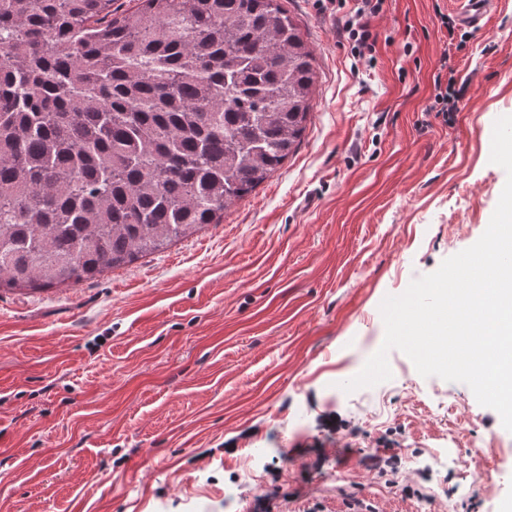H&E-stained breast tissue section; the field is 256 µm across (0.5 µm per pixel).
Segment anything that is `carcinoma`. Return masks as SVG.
<instances>
[{
  "label": "carcinoma",
  "instance_id": "cac0c4a2",
  "mask_svg": "<svg viewBox=\"0 0 512 512\" xmlns=\"http://www.w3.org/2000/svg\"><path fill=\"white\" fill-rule=\"evenodd\" d=\"M280 0H0V285H77L264 182L312 108Z\"/></svg>",
  "mask_w": 512,
  "mask_h": 512
}]
</instances>
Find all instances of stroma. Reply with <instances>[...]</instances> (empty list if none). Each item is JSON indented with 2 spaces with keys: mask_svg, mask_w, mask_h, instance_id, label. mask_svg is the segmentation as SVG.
I'll use <instances>...</instances> for the list:
<instances>
[{
  "mask_svg": "<svg viewBox=\"0 0 512 512\" xmlns=\"http://www.w3.org/2000/svg\"><path fill=\"white\" fill-rule=\"evenodd\" d=\"M281 2L316 72L296 151L164 251L0 288V512H512V432L467 385L393 349L389 380L341 387L384 342L383 298L490 222L512 0L481 33L455 0H386L359 63L329 0ZM449 76L447 78L446 86L442 88V75L438 73L435 79V86L438 93L435 95V102L442 105L439 109L440 112H453L457 110L458 93L460 90H455V77L453 70L449 68Z\"/></svg>",
  "mask_w": 512,
  "mask_h": 512,
  "instance_id": "stroma-1",
  "label": "stroma"
}]
</instances>
